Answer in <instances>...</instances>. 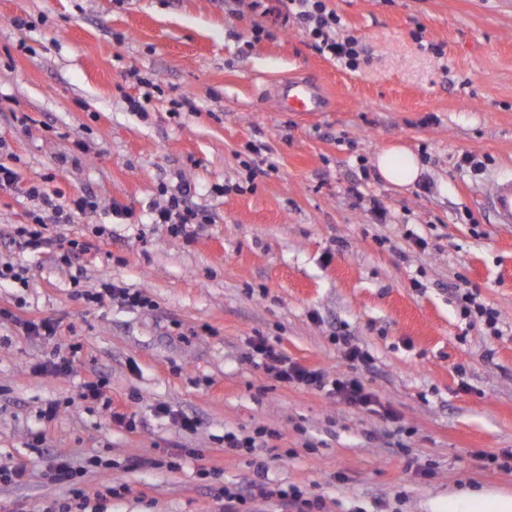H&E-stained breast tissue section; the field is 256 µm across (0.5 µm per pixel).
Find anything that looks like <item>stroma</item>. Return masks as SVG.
Wrapping results in <instances>:
<instances>
[{"mask_svg": "<svg viewBox=\"0 0 512 512\" xmlns=\"http://www.w3.org/2000/svg\"><path fill=\"white\" fill-rule=\"evenodd\" d=\"M328 6L341 35L361 39V69L321 56L281 0H0V163L23 185L98 203L61 224L21 189L0 190V262L24 275L0 282V466L27 469L0 484V512L69 501L49 476L60 454L81 470L85 512H224V487L254 478L257 458L269 487H299L320 512H434L452 491L512 492V463L489 460L512 451V224L483 195L512 178V0ZM292 77L323 85L328 111H277L270 95ZM181 95L196 111H173ZM394 144L426 168L415 187L373 166ZM467 153L483 173L460 168ZM183 183L212 216L188 238L151 221ZM116 203L130 219L113 220ZM35 211L55 252L11 243ZM73 240L90 251L61 262ZM112 281L150 307L85 300ZM456 287L510 333L461 320ZM42 319L56 336L22 327ZM338 332L368 364L351 367ZM252 336L329 377H360L392 417L270 378ZM52 358L66 372L37 373ZM96 379L98 398L79 400ZM258 429L274 448L225 449V433Z\"/></svg>", "mask_w": 512, "mask_h": 512, "instance_id": "1", "label": "stroma"}]
</instances>
